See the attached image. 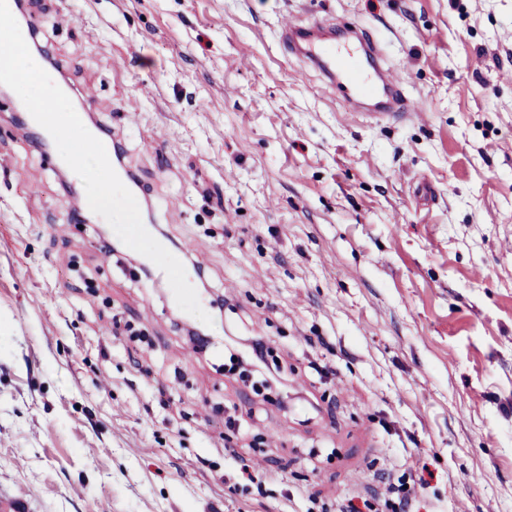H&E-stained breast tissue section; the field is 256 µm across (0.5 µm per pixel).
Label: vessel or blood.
I'll use <instances>...</instances> for the list:
<instances>
[{"mask_svg":"<svg viewBox=\"0 0 512 512\" xmlns=\"http://www.w3.org/2000/svg\"><path fill=\"white\" fill-rule=\"evenodd\" d=\"M283 37L291 49L317 66L330 84L338 86L351 104L374 102L380 118L419 117V108L405 97L400 81L381 65L376 42L360 37L342 44L325 36L319 24H290Z\"/></svg>","mask_w":512,"mask_h":512,"instance_id":"1","label":"vessel or blood"}]
</instances>
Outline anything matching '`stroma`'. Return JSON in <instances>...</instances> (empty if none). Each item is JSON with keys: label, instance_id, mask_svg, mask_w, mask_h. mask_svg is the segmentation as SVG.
Here are the masks:
<instances>
[{"label": "stroma", "instance_id": "obj_1", "mask_svg": "<svg viewBox=\"0 0 512 512\" xmlns=\"http://www.w3.org/2000/svg\"><path fill=\"white\" fill-rule=\"evenodd\" d=\"M125 147L211 335L288 368L244 400L165 283L103 259L0 99V493L29 512H308L422 471L415 512H512V0H25ZM365 30L425 122L352 111L281 19ZM121 314L148 330L130 352ZM336 367L317 383V337ZM167 404H160V397ZM258 441L224 455L221 406Z\"/></svg>", "mask_w": 512, "mask_h": 512}]
</instances>
